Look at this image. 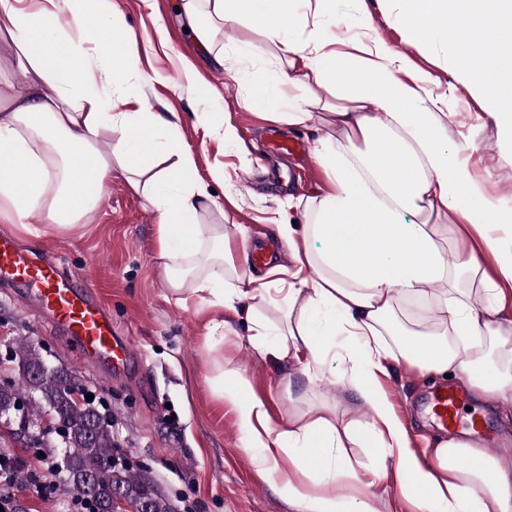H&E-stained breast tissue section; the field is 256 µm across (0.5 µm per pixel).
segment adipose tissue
<instances>
[{
  "mask_svg": "<svg viewBox=\"0 0 512 512\" xmlns=\"http://www.w3.org/2000/svg\"><path fill=\"white\" fill-rule=\"evenodd\" d=\"M461 2L453 13L448 0H412L410 41L453 44L455 76L512 129V55L502 50L500 28L512 0ZM106 3L0 0V44L27 80L24 94L0 89V223L24 225L37 214L44 227L76 228L120 174L157 215V257L174 302L223 311L207 325L206 381L233 407L245 453L297 512H389L373 458L395 461L391 477L412 512H512V458L447 436L421 454L381 383L405 364L465 378L481 397L512 391V238L498 236L500 212L447 144L446 99L430 94L406 55L375 40L340 50L309 18L289 14V0H181L196 39L221 67L210 26L263 23L281 71L246 108L304 127L319 110L330 129L317 152L330 187L307 199L312 223L276 224L290 279L264 281L240 271L226 236L204 223L216 201L194 153L173 139L172 116L113 111L111 95L138 56L128 50L122 14ZM67 14L101 32L102 42L76 45L60 23ZM448 226L456 242L444 235ZM463 271L481 274L490 301L474 304L458 287ZM406 300L435 309L430 331L404 327L398 309ZM260 305L279 308L280 323L258 316ZM238 318L261 357L291 360L308 381L344 363L340 382L371 408L370 418L340 424L323 410L274 421L216 351ZM284 457L289 467H280Z\"/></svg>",
  "mask_w": 512,
  "mask_h": 512,
  "instance_id": "ef3b65f1",
  "label": "adipose tissue"
}]
</instances>
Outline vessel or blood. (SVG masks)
<instances>
[{"label":"vessel or blood","instance_id":"vessel-or-blood-1","mask_svg":"<svg viewBox=\"0 0 512 512\" xmlns=\"http://www.w3.org/2000/svg\"><path fill=\"white\" fill-rule=\"evenodd\" d=\"M0 285L48 316L86 363L116 376L126 373L135 358L134 347L117 335L93 286L78 283L54 261L20 248L8 236H0ZM461 404L459 391L451 388L435 393L429 407L444 430L452 433L460 422Z\"/></svg>","mask_w":512,"mask_h":512}]
</instances>
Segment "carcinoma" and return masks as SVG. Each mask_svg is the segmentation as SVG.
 <instances>
[{
	"label": "carcinoma",
	"instance_id": "obj_1",
	"mask_svg": "<svg viewBox=\"0 0 512 512\" xmlns=\"http://www.w3.org/2000/svg\"><path fill=\"white\" fill-rule=\"evenodd\" d=\"M10 362L17 369L14 379L0 383V420L29 427V446L55 463L60 485L75 492L87 512H107L114 487L123 491L125 512H174L171 502L143 476L116 467L114 452L119 445L112 420L86 394L75 395L71 375L36 374L44 358L23 339L15 341ZM44 413L54 427L33 430V420ZM88 475L98 478L97 486L82 483Z\"/></svg>",
	"mask_w": 512,
	"mask_h": 512
}]
</instances>
